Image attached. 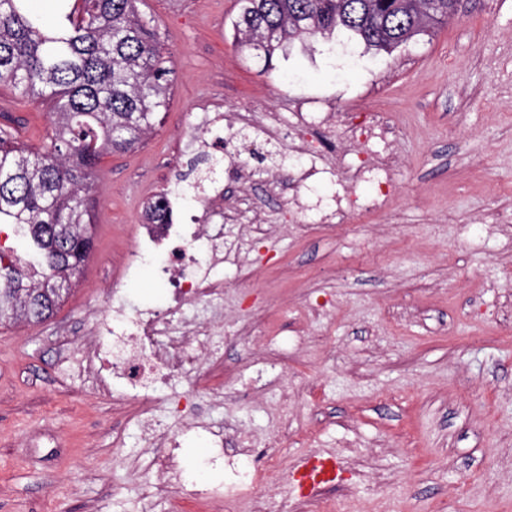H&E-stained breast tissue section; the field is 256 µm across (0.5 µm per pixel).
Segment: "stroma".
I'll return each instance as SVG.
<instances>
[{
    "label": "stroma",
    "instance_id": "obj_1",
    "mask_svg": "<svg viewBox=\"0 0 512 512\" xmlns=\"http://www.w3.org/2000/svg\"><path fill=\"white\" fill-rule=\"evenodd\" d=\"M140 9L165 37L171 104L139 148L102 157L94 249L62 306L39 323L0 325V512H141L140 429L80 381L84 314L106 309L143 199L192 200L188 130L201 103L220 101L226 122L252 99L283 109L310 95L388 113L400 128L397 190L332 230L318 216L349 189L313 180L301 195L309 226L296 232L259 178L266 156L299 163L286 141L252 134L222 160L218 185L260 201L280 227L253 242L247 266L224 269V365L270 383L220 407L196 396L195 416L278 440L281 467L271 485H252L211 470L202 441L183 440L177 453L200 485L237 496L240 512L262 496L306 512L291 468L323 450L341 471L325 492L330 512H439L446 499L457 512H512V235L484 223L512 212V0H462L433 34L389 55L349 43L341 65L306 39L264 64L238 43L239 0H142ZM1 126L47 143L44 108L6 87ZM233 165L253 180L229 179ZM349 191L377 194L370 183ZM123 289L134 307L167 303L149 263ZM315 301L328 302L327 319L306 318ZM250 323L276 337L287 366L245 363L234 334ZM60 324L73 338L65 356L51 339Z\"/></svg>",
    "mask_w": 512,
    "mask_h": 512
}]
</instances>
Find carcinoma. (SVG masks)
<instances>
[{
    "instance_id": "cac0c4a2",
    "label": "carcinoma",
    "mask_w": 512,
    "mask_h": 512,
    "mask_svg": "<svg viewBox=\"0 0 512 512\" xmlns=\"http://www.w3.org/2000/svg\"><path fill=\"white\" fill-rule=\"evenodd\" d=\"M0 0V87L50 105L49 144L35 150L0 128V224L26 248L0 262V324L49 318L83 274L94 243L97 166L135 149L167 110L171 68L140 0ZM454 0H241L235 27L265 61L293 40L344 30L391 53L445 24Z\"/></svg>"
}]
</instances>
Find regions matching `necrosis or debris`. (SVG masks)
<instances>
[{"label":"necrosis or debris","mask_w":512,"mask_h":512,"mask_svg":"<svg viewBox=\"0 0 512 512\" xmlns=\"http://www.w3.org/2000/svg\"><path fill=\"white\" fill-rule=\"evenodd\" d=\"M294 153L303 167L288 172L268 170L272 194L286 197L313 178L340 164L350 185L377 184L391 196L398 158L392 143L399 133L383 113L337 111L330 99L305 97L291 105ZM268 230L262 211L247 197L225 200L222 192L205 195L200 214H182L180 223L138 224L122 261V276L109 290L111 306L89 315L82 341V373L95 394L129 406L152 450L155 479L141 489L144 505L159 495L178 491L193 512H212L215 496L188 488L182 479L173 435L159 417L161 402H173L169 389L186 382L190 391H205L214 404L224 402L223 385L211 384L223 373L224 355L214 338L222 326L226 283L219 269L226 260H244L245 241ZM155 261L170 304L165 312L150 308L124 314V280L137 276L146 261ZM214 447L213 462L238 471L242 460L256 456L258 441L241 427L205 428Z\"/></svg>","instance_id":"obj_1"}]
</instances>
